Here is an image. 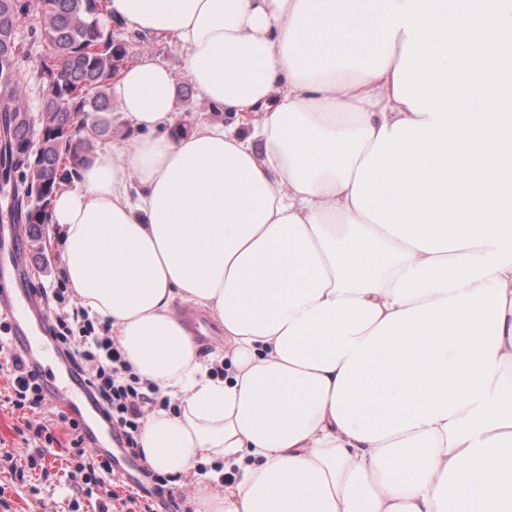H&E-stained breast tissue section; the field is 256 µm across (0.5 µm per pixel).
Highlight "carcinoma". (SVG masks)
<instances>
[{"mask_svg":"<svg viewBox=\"0 0 512 512\" xmlns=\"http://www.w3.org/2000/svg\"><path fill=\"white\" fill-rule=\"evenodd\" d=\"M38 14L43 52L29 60L19 38L21 18ZM107 0H0V136L12 149L0 168L14 170L10 210L0 223L25 225L33 251L44 250L56 192L79 177L97 139L112 135V85L125 67L127 42L102 25ZM36 80L43 91L39 118L25 96ZM38 141H33L34 124Z\"/></svg>","mask_w":512,"mask_h":512,"instance_id":"cac0c4a2","label":"carcinoma"}]
</instances>
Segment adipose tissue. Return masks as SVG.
I'll return each mask as SVG.
<instances>
[{
  "label": "adipose tissue",
  "mask_w": 512,
  "mask_h": 512,
  "mask_svg": "<svg viewBox=\"0 0 512 512\" xmlns=\"http://www.w3.org/2000/svg\"><path fill=\"white\" fill-rule=\"evenodd\" d=\"M171 40L52 203L197 512H512V0H108ZM224 332L213 375L174 301ZM223 470H214L216 462Z\"/></svg>",
  "instance_id": "obj_1"
}]
</instances>
